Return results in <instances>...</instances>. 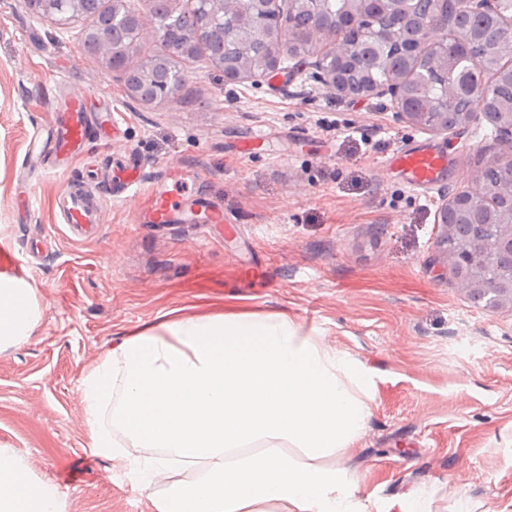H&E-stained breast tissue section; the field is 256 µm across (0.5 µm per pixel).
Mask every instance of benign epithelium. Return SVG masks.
I'll return each mask as SVG.
<instances>
[{"mask_svg": "<svg viewBox=\"0 0 512 512\" xmlns=\"http://www.w3.org/2000/svg\"><path fill=\"white\" fill-rule=\"evenodd\" d=\"M300 1L306 3L311 12L319 11L320 0H256L264 7V20L272 36L281 35L291 25L290 12L285 10L284 6L290 7ZM100 4L101 0H23V6L34 16L51 21L61 29L74 24L78 15L95 17L94 26L81 33V42L94 46L96 55L102 63L122 76L124 90L129 98L144 104H152L176 95L179 91L177 77H172L162 89L156 85L152 75H140L134 80H129L126 74L127 62L148 31L161 40L173 55L182 53L187 43L178 38L168 37L161 25L145 23L138 14L128 8L127 0H110V5L106 9L101 8ZM435 5L439 16L445 22L463 8L487 15H503L502 0H435ZM118 18L133 27L134 39L128 44H112V23ZM372 20V14L364 11L353 17L351 27L357 35L372 38L383 44L394 40L392 22H384L378 26L372 23ZM335 56L336 65L330 67L327 61L318 57L312 62V68L314 77L336 94L354 99L388 96L395 109L396 118L402 122L438 134H446L456 129L454 125L450 127L441 122L432 113L413 111L399 84L349 83L344 72L347 51L341 49L335 52ZM223 66L224 79L227 81L241 82L256 78V75L235 63L225 62ZM499 133L501 147L488 163L512 164V127L501 129ZM471 201L472 196L462 192L442 200L435 213V224L439 228L436 248L443 259L447 260L454 278L476 301L483 299V295L479 293V288L471 283L468 276L469 267L476 257L490 250L496 253L503 262L504 272L500 278L489 284L488 288L497 294L500 302L512 304V226L497 231L489 226L481 227L469 237V249L456 252L453 260H448V213Z\"/></svg>", "mask_w": 512, "mask_h": 512, "instance_id": "7a95c632", "label": "benign epithelium"}]
</instances>
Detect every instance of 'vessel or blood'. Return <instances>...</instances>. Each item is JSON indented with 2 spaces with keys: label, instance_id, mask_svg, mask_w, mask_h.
Returning a JSON list of instances; mask_svg holds the SVG:
<instances>
[{
  "label": "vessel or blood",
  "instance_id": "b4317fda",
  "mask_svg": "<svg viewBox=\"0 0 512 512\" xmlns=\"http://www.w3.org/2000/svg\"><path fill=\"white\" fill-rule=\"evenodd\" d=\"M86 93L80 92L65 98L59 111L49 113L36 126L30 139V161L40 164L44 153L68 160L82 151L92 129L107 131L115 127L111 113H91L86 106ZM386 170L398 172L410 187L430 191L443 181L448 158L430 143L408 146L388 159ZM187 174L173 161L162 163L152 182V188L143 195L139 219L144 224L166 226L172 224H197L203 232H210L213 225L223 223L224 207L214 198L185 191ZM59 213L69 229L80 231L99 224L106 206V198L64 180L58 196Z\"/></svg>",
  "mask_w": 512,
  "mask_h": 512
}]
</instances>
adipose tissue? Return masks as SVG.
<instances>
[{"label":"adipose tissue","instance_id":"ef3b65f1","mask_svg":"<svg viewBox=\"0 0 512 512\" xmlns=\"http://www.w3.org/2000/svg\"><path fill=\"white\" fill-rule=\"evenodd\" d=\"M38 321L33 289L1 281L0 350ZM82 394L92 450L137 469L157 512H369L346 454L372 415L374 376L287 314L174 319L113 349ZM172 459L207 468L157 495ZM61 506L55 483L0 449V512Z\"/></svg>","mask_w":512,"mask_h":512}]
</instances>
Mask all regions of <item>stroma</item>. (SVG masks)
<instances>
[{"mask_svg": "<svg viewBox=\"0 0 512 512\" xmlns=\"http://www.w3.org/2000/svg\"><path fill=\"white\" fill-rule=\"evenodd\" d=\"M182 68L184 99L133 101L79 29L0 0V277L33 258L39 311L34 334L0 351V448L58 485L63 512H157L129 469L90 448L85 376L179 316L285 313L375 375L346 461L362 496L382 512L412 493L431 512H512V310L471 301L437 259L434 222L443 198L472 188L498 132L480 117L429 134L389 98L336 95L306 64L258 82L226 81L203 56ZM73 87L118 128L92 134L69 175L130 154L141 166L137 193L108 201L81 240L56 210L59 176L26 166L30 132ZM425 138L461 164L430 193L382 167ZM167 160L202 168L197 191L222 200L226 222L208 238L139 222Z\"/></svg>", "mask_w": 512, "mask_h": 512, "instance_id": "1", "label": "stroma"}]
</instances>
